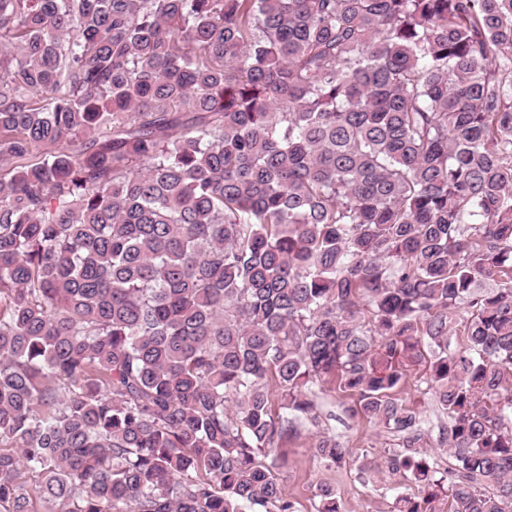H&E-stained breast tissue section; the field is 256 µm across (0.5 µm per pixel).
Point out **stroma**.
I'll list each match as a JSON object with an SVG mask.
<instances>
[{"label":"stroma","instance_id":"stroma-1","mask_svg":"<svg viewBox=\"0 0 512 512\" xmlns=\"http://www.w3.org/2000/svg\"><path fill=\"white\" fill-rule=\"evenodd\" d=\"M425 379V366L411 367L401 396L427 420L430 461L438 471L444 472L453 465L448 446L443 442V429L448 425V417L438 408ZM352 401V396L339 390L336 382H329L317 398L318 425L304 424L297 436L280 449L286 465L279 469L278 474L294 500L297 512H316L319 500L315 489L320 483L331 486L344 512L392 510L395 489L402 485V478L387 477L371 483L363 478L360 467L364 460L381 458L385 450L395 446L397 439L367 420L350 418L345 408ZM321 431L339 437L351 450L350 460L330 470L321 468L313 454L316 436Z\"/></svg>","mask_w":512,"mask_h":512}]
</instances>
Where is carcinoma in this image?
Wrapping results in <instances>:
<instances>
[{
  "mask_svg": "<svg viewBox=\"0 0 512 512\" xmlns=\"http://www.w3.org/2000/svg\"><path fill=\"white\" fill-rule=\"evenodd\" d=\"M329 377L512 512V0H0V512H296ZM425 364L413 366L409 370L408 383L400 396L407 404L419 411L429 426L428 441L431 448L430 462L440 471L445 472L453 466V459L448 455V445L442 443L444 427H448V417L437 406L432 392L428 390L425 379Z\"/></svg>",
  "mask_w": 512,
  "mask_h": 512,
  "instance_id": "cac0c4a2",
  "label": "carcinoma"
}]
</instances>
